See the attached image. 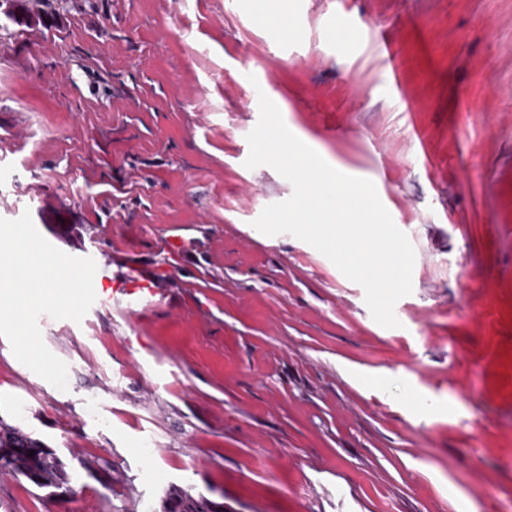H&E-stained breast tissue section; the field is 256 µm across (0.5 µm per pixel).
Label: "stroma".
<instances>
[{
  "mask_svg": "<svg viewBox=\"0 0 512 512\" xmlns=\"http://www.w3.org/2000/svg\"><path fill=\"white\" fill-rule=\"evenodd\" d=\"M0 15V218L98 264L38 319L59 390L0 336V423L74 495L0 512H512V0H26ZM346 16L348 25L336 22ZM371 180L414 251L399 327L289 234L246 168L259 97ZM171 497V512H224V505L198 493L192 494L190 490L175 486Z\"/></svg>",
  "mask_w": 512,
  "mask_h": 512,
  "instance_id": "35a3bbf8",
  "label": "stroma"
}]
</instances>
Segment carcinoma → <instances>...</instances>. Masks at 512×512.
<instances>
[{
	"instance_id": "carcinoma-1",
	"label": "carcinoma",
	"mask_w": 512,
	"mask_h": 512,
	"mask_svg": "<svg viewBox=\"0 0 512 512\" xmlns=\"http://www.w3.org/2000/svg\"><path fill=\"white\" fill-rule=\"evenodd\" d=\"M0 448L9 457L4 471L23 478L37 489H55L69 484L66 464L43 441L20 431L0 426ZM35 454H30V451ZM171 512H224V503L207 500L206 496L193 494L178 487L171 497Z\"/></svg>"
}]
</instances>
